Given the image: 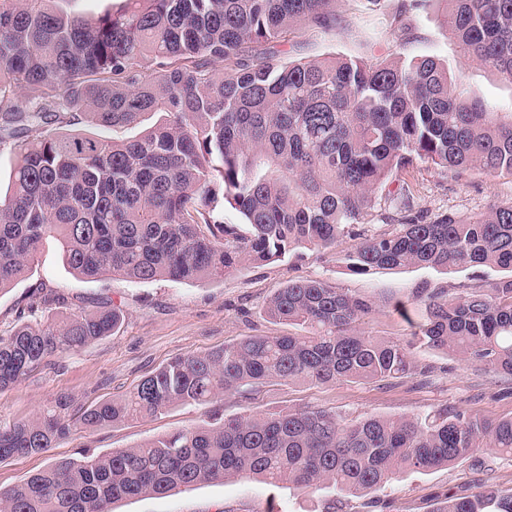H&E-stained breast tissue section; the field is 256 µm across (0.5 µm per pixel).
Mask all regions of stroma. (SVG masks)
<instances>
[{
	"mask_svg": "<svg viewBox=\"0 0 512 512\" xmlns=\"http://www.w3.org/2000/svg\"><path fill=\"white\" fill-rule=\"evenodd\" d=\"M335 28L294 25L283 42L284 60L358 56L376 61L399 53L433 55L452 73H463L464 87L497 112H512V82L464 57L449 39L435 0L409 9L405 0H339ZM414 205L428 219L448 213L470 217L491 207L512 204V177L477 171L460 175L436 167L399 172ZM355 239L344 238L326 253L305 249L284 259L248 263L217 280L193 283H134L119 277L97 281L70 273L57 251L46 247L31 271L13 288L0 292V336L30 319L28 298H58L57 314L111 304L122 313L110 336L82 349L52 358L13 388L0 392V428L31 420L59 396L77 413L128 394L144 377L180 354H204L246 336L288 333L286 324L266 313L269 298L288 282L323 279L373 305L361 328L378 339L411 345L416 376L389 381H336L313 385L302 381L265 383L249 394L225 393L211 404L179 405L149 418L127 420L84 435L59 439L49 452L0 461V487L20 483L59 458L132 448L181 429L197 428L230 417L257 416L314 406L348 419L366 416L424 415L440 408L499 420L512 417V377L477 367L457 357L413 344L414 325L422 319L414 297L423 288L454 292L478 284L475 268L439 273L430 269H378L368 275L347 272L341 257ZM482 468L470 460L428 474L403 473L380 494V506L364 496L346 499L342 512H433L449 488L483 479L512 489V457L493 450L479 454ZM112 512H321L315 497L300 488H277L251 479H228L159 496H136L114 502Z\"/></svg>",
	"mask_w": 512,
	"mask_h": 512,
	"instance_id": "stroma-1",
	"label": "stroma"
}]
</instances>
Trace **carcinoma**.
Masks as SVG:
<instances>
[{
	"mask_svg": "<svg viewBox=\"0 0 512 512\" xmlns=\"http://www.w3.org/2000/svg\"><path fill=\"white\" fill-rule=\"evenodd\" d=\"M57 2L0 0V147L19 160L0 193V292L50 239L84 279L149 283L217 279L244 261L331 250L353 235L360 242L346 268L355 275L501 273L487 288L419 292L417 337L512 376V204L429 221L414 211L409 185L378 195L395 172L419 163L512 176V112L491 111L433 56L282 61L277 45L291 27L336 26L338 0H125L120 12L97 17ZM436 2L460 52L512 81V0ZM86 124L112 137L89 135ZM381 203L399 209L400 224L362 227ZM227 205L246 231L224 223ZM369 311L324 280L290 282L267 314L299 332L175 357L124 398L77 417L61 396L36 418L0 429V461L267 381L412 374L407 347L356 327ZM120 321L102 306L16 325L0 336V391ZM483 448L512 456V417L488 423L443 408L424 418L348 420L289 409L58 459L0 488V512H110L123 497L229 477L326 490L322 512H332L341 496L377 493L402 471H433ZM434 512H512V491L484 482L448 493Z\"/></svg>",
	"mask_w": 512,
	"mask_h": 512,
	"instance_id": "obj_1",
	"label": "carcinoma"
}]
</instances>
